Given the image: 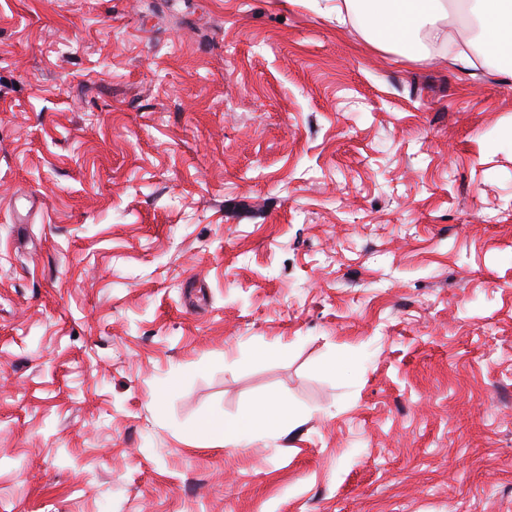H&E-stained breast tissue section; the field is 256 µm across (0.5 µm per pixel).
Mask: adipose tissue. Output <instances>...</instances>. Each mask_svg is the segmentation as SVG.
<instances>
[{
	"label": "adipose tissue",
	"mask_w": 512,
	"mask_h": 512,
	"mask_svg": "<svg viewBox=\"0 0 512 512\" xmlns=\"http://www.w3.org/2000/svg\"><path fill=\"white\" fill-rule=\"evenodd\" d=\"M452 0H326L325 12L355 13L361 29L375 43L400 56H416L421 33L450 44L462 33L450 20ZM465 8L480 30L489 57L512 67V0H465ZM298 419L285 403L267 399L235 418L210 416L195 433L224 448H241L261 430L273 427L291 431Z\"/></svg>",
	"instance_id": "ef3b65f1"
}]
</instances>
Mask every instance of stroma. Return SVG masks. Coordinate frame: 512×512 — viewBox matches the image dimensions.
<instances>
[{
    "instance_id": "obj_1",
    "label": "stroma",
    "mask_w": 512,
    "mask_h": 512,
    "mask_svg": "<svg viewBox=\"0 0 512 512\" xmlns=\"http://www.w3.org/2000/svg\"><path fill=\"white\" fill-rule=\"evenodd\" d=\"M465 35L0 0V512H512V75ZM298 419L294 411L276 399H267L253 405L235 418L210 416L196 428L195 434L225 448H243L261 430L274 427L290 432Z\"/></svg>"
}]
</instances>
